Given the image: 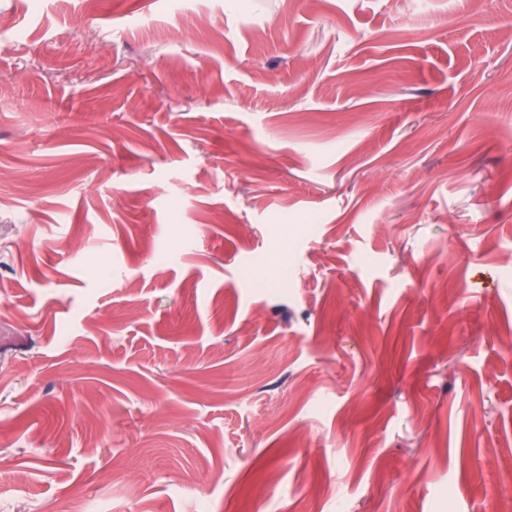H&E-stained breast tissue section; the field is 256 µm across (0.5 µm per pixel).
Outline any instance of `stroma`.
Returning <instances> with one entry per match:
<instances>
[{
    "instance_id": "obj_1",
    "label": "stroma",
    "mask_w": 512,
    "mask_h": 512,
    "mask_svg": "<svg viewBox=\"0 0 512 512\" xmlns=\"http://www.w3.org/2000/svg\"><path fill=\"white\" fill-rule=\"evenodd\" d=\"M0 512L512 498V0H0Z\"/></svg>"
}]
</instances>
